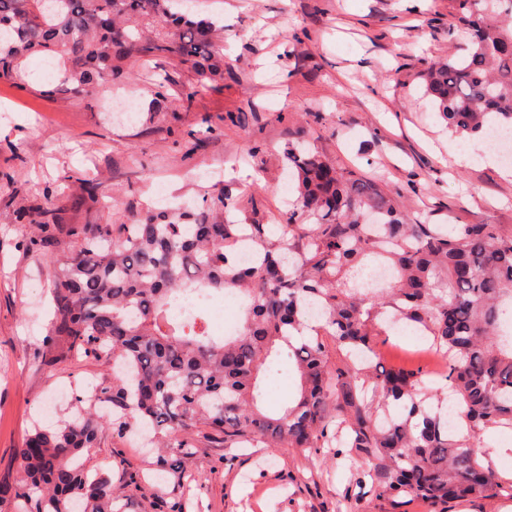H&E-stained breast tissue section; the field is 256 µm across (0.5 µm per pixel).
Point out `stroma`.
I'll use <instances>...</instances> for the list:
<instances>
[{
  "mask_svg": "<svg viewBox=\"0 0 512 512\" xmlns=\"http://www.w3.org/2000/svg\"><path fill=\"white\" fill-rule=\"evenodd\" d=\"M224 28L220 76L199 78L178 61L131 66L118 85L135 98L130 122L111 117L108 88L74 98L47 81L0 80V483L22 476L18 451L33 425L57 427L77 400L99 401L112 384L107 357L56 359L49 334L54 271L33 246L52 211L54 248L68 251L75 224H111L160 204L199 213L216 189L250 223L275 224L297 196L280 161L308 140L329 161L379 182L424 224H495L512 231V176L499 161L456 163L460 151L488 154L483 138L448 129L423 93L422 72L461 53L448 36L458 0H176ZM88 180L101 194L82 190ZM376 359L438 376L443 362L401 324L379 337ZM69 396L48 418L41 405ZM104 470L127 512H426L375 496V466L348 450L227 448L198 440L180 476L156 478L152 456L104 431L85 457ZM139 472L135 484L125 474Z\"/></svg>",
  "mask_w": 512,
  "mask_h": 512,
  "instance_id": "35a3bbf8",
  "label": "stroma"
}]
</instances>
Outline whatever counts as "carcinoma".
I'll return each instance as SVG.
<instances>
[{
    "label": "carcinoma",
    "mask_w": 512,
    "mask_h": 512,
    "mask_svg": "<svg viewBox=\"0 0 512 512\" xmlns=\"http://www.w3.org/2000/svg\"><path fill=\"white\" fill-rule=\"evenodd\" d=\"M470 38L465 53L432 64L425 94L456 134L512 129V0H459ZM224 29L171 11V0H0V79L25 82L34 55L60 65L53 91L79 96L123 77L127 62L172 56L201 78L217 72ZM282 164L298 197L280 224H233L224 190L200 214L144 213L128 224L73 225L71 252L53 253L50 333L63 359L112 355V418L89 407L53 432L28 434L20 449L24 482L0 492L12 512H125L112 480L90 473L84 453L107 428L121 436L148 424L160 448L155 468L179 473L202 433L226 448H358L387 477L382 499L410 496L442 512L475 498H512L478 460L489 429L512 431V234L495 224L448 233L420 224L376 184L338 168L306 141ZM249 236L257 260L235 252ZM390 271V286L367 288L365 259ZM190 288L235 290L248 299L236 336L207 334L201 314L174 320L168 306ZM316 302L323 323L305 313ZM404 321L444 359L439 380L376 363L332 361L373 350ZM293 363L299 385L277 414L261 405L260 374L270 358ZM457 396L469 434L450 433L443 410Z\"/></svg>",
    "instance_id": "1"
}]
</instances>
